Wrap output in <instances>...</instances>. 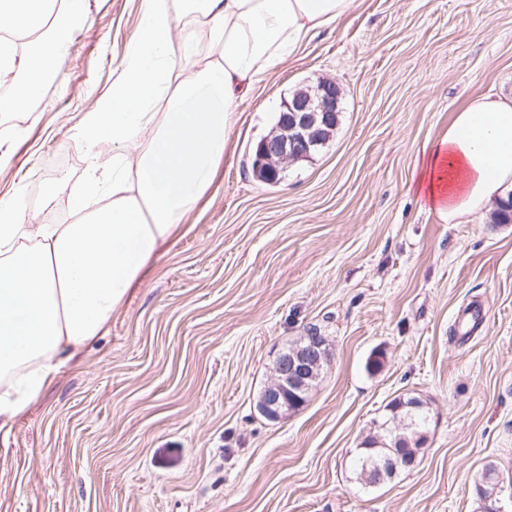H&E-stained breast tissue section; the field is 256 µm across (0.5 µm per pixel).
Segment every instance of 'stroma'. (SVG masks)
<instances>
[{
	"label": "stroma",
	"instance_id": "35a3bbf8",
	"mask_svg": "<svg viewBox=\"0 0 512 512\" xmlns=\"http://www.w3.org/2000/svg\"><path fill=\"white\" fill-rule=\"evenodd\" d=\"M140 12L92 0L42 98L0 113V199L38 223L73 219L77 131ZM319 77L342 92L332 138L263 183L255 144ZM478 94L512 96V0H359L277 66L145 284L0 428V512H479L486 466L512 481V223H445L413 181ZM312 328L331 364L303 407L268 421L255 402L274 359ZM408 397L428 404L427 443L367 486L353 459Z\"/></svg>",
	"mask_w": 512,
	"mask_h": 512
}]
</instances>
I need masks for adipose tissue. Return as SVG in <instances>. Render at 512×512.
I'll list each match as a JSON object with an SVG mask.
<instances>
[{"mask_svg": "<svg viewBox=\"0 0 512 512\" xmlns=\"http://www.w3.org/2000/svg\"><path fill=\"white\" fill-rule=\"evenodd\" d=\"M357 0H142L111 90L77 133L90 174L73 224H33L0 201V427L144 284L185 215L214 184L239 102ZM92 0H0V112L40 98ZM112 144V170L95 149ZM112 199L91 202L102 183ZM417 189L451 224L512 194V98H472L425 152Z\"/></svg>", "mask_w": 512, "mask_h": 512, "instance_id": "obj_1", "label": "adipose tissue"}]
</instances>
